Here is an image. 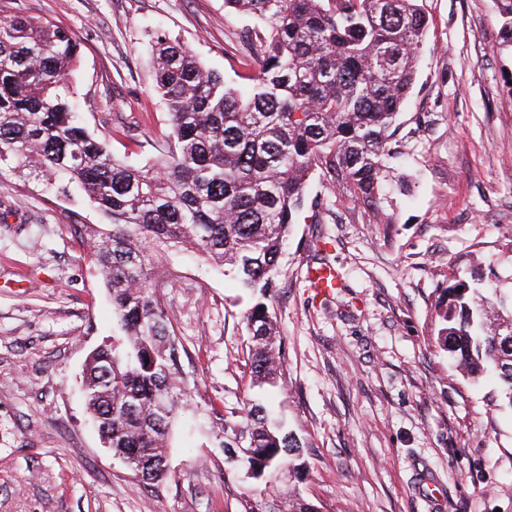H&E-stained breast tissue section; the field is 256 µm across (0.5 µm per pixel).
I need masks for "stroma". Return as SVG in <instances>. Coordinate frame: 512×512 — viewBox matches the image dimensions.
Returning a JSON list of instances; mask_svg holds the SVG:
<instances>
[{"label": "stroma", "instance_id": "1", "mask_svg": "<svg viewBox=\"0 0 512 512\" xmlns=\"http://www.w3.org/2000/svg\"><path fill=\"white\" fill-rule=\"evenodd\" d=\"M423 5L429 29L381 219L314 175L270 300L286 357L278 408L303 445L288 491L316 512H512V406L437 344L449 280L479 273L512 293V54L493 0ZM0 14L76 36L80 116L134 166L157 161L167 127L157 38L231 81L254 26L224 0H0ZM71 209L102 221L87 200L0 184V512H243L264 485L191 424L212 406L245 420L251 295L194 256L172 260L165 299L198 411L182 416L168 479L145 484L102 444L79 394L86 356L115 324ZM321 264L338 275L326 296L306 279Z\"/></svg>", "mask_w": 512, "mask_h": 512}]
</instances>
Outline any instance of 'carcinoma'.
<instances>
[{"instance_id": "cac0c4a2", "label": "carcinoma", "mask_w": 512, "mask_h": 512, "mask_svg": "<svg viewBox=\"0 0 512 512\" xmlns=\"http://www.w3.org/2000/svg\"><path fill=\"white\" fill-rule=\"evenodd\" d=\"M503 50L512 53V0H494ZM261 24L240 61L253 76L237 89L183 46L157 41L155 91L167 109L156 166L116 160L76 116L71 76L80 45L67 30L24 16L0 18V170L66 193L78 187L106 219L85 258L112 300L119 334L82 370L86 409L103 443L147 483L168 478L167 450L179 411L194 405L189 356L167 312L173 287L159 261L192 249L226 265L254 295L245 315L253 386L278 385L285 353L265 301L310 177L377 210L386 163L398 157L393 127L408 102L429 28L422 0H224ZM483 278L443 289L439 347L475 377L493 374L512 406V319L490 328L512 299L485 295ZM238 425L211 409L210 429L251 479L300 456L276 420L274 399L252 403Z\"/></svg>"}]
</instances>
